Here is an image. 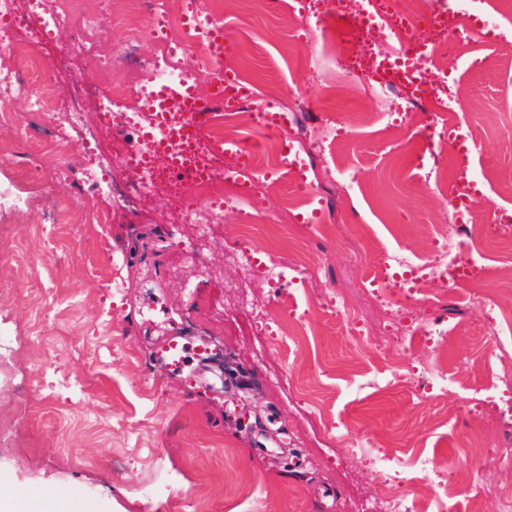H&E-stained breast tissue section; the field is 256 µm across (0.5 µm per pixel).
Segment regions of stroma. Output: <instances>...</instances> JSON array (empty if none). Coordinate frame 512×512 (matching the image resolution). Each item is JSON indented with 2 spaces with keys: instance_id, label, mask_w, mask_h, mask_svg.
<instances>
[{
  "instance_id": "obj_1",
  "label": "stroma",
  "mask_w": 512,
  "mask_h": 512,
  "mask_svg": "<svg viewBox=\"0 0 512 512\" xmlns=\"http://www.w3.org/2000/svg\"><path fill=\"white\" fill-rule=\"evenodd\" d=\"M497 2L479 0L458 19L472 58L498 52L482 28ZM220 9L255 100L308 99L312 109L298 127L310 143L318 140L316 114L345 129L336 153L358 175L352 191L336 192L321 163L308 172L336 232L321 237L283 222L288 184L279 178L267 191L264 223L228 208L205 236L169 218L168 185L154 188L147 205L118 201L113 188L135 177L113 159L118 138L95 124L101 103L124 84V70L92 68L72 81L67 53L78 35L68 28L34 46L21 33L5 37V57L41 56L56 99L82 112L85 124L70 130L59 156L44 158L37 143L52 129L28 117L25 99L15 103L24 124L0 125V469L37 494L69 486L97 512H372L384 487L343 447L341 422L384 440L400 459L421 452L446 462L453 512H498L485 490L512 481V432L487 428L460 405L468 389L495 377L499 360L512 357L478 336L483 311L470 302L491 286L512 285V255L487 247L490 275L472 278L444 303L452 334L439 361L418 342L405 352L389 346L392 327L359 292L376 259L355 250L375 235L386 251L400 252L443 229L449 202L406 168L424 147L421 111L386 126L379 113L397 106L392 92L369 101L346 85L321 96L306 78L314 45L285 14L256 11L248 0H220ZM447 97L449 122H463L477 147L470 174L494 202L512 205L505 192L512 184V69L449 70ZM93 150L110 162L97 187L81 165ZM61 161L71 175L57 181ZM100 213L107 223H97ZM244 245L259 253L275 248L284 262L322 258L321 274L305 282L313 334L304 345L276 328H250L246 302L274 297L244 277L237 259ZM116 277L126 284L119 296L110 288ZM45 294L54 308L40 318ZM328 297L356 309L366 340L341 336L319 304ZM202 336L222 340L226 361H200ZM170 337L186 352L174 371L158 353ZM434 363L459 383L439 399L407 384L357 398L366 380ZM60 376L80 378L83 393L55 386ZM476 433L482 445L473 448ZM154 453L164 469L150 463Z\"/></svg>"
}]
</instances>
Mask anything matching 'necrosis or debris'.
Masks as SVG:
<instances>
[{"instance_id": "necrosis-or-debris-1", "label": "necrosis or debris", "mask_w": 512, "mask_h": 512, "mask_svg": "<svg viewBox=\"0 0 512 512\" xmlns=\"http://www.w3.org/2000/svg\"><path fill=\"white\" fill-rule=\"evenodd\" d=\"M124 2L131 22L126 45L118 57L127 79L113 91L101 114L112 125L138 127L145 124L153 112L162 109L178 111L174 99L157 97V87L164 84L174 91L181 85L196 83L198 68L209 65V51L203 35L185 33L184 0ZM320 3L323 22L316 26L313 35L320 46L321 57L332 59L336 56L335 36L327 31L324 21L337 14L349 19L358 38L368 41L370 49L363 56L351 59L348 68L337 72L336 76L313 70L308 72V80L323 87L333 79L340 83L353 81L362 87L368 98L373 96L375 87L382 86L396 91L407 111L419 102L411 90L412 85L427 83L436 100L446 92V80L438 79L427 71L426 66L447 61L448 45L458 39V30L451 18L424 25L423 20L430 13L425 0H320ZM0 18L11 19L14 29L27 31L38 42L46 37V24L77 27L80 37L74 57L84 65L98 56L96 29L102 23L114 20L115 12L107 9L94 16H85L78 11L75 0H27L25 10L20 12L15 0H0ZM36 18L43 19V26L32 27L31 22ZM157 18L163 20L167 37L163 40L152 38L150 50H142V36L150 32L151 24ZM423 27L431 33V40L417 42L415 51L408 55L384 53L378 44L382 32L401 39ZM188 57L197 62V69L185 67L184 60ZM50 86L36 58H27L20 66L0 61V124L16 121L14 103L22 90L27 93L30 111L41 113L44 121H53L60 105L52 97ZM260 117V112L242 105L225 114L216 113L205 124L204 134L211 140L236 144L240 141L237 124H247L264 140L267 152L274 160V169H281L283 149L290 145L293 135L286 129L273 131L266 128ZM237 163V157L229 153L211 157L208 174L200 176L190 171H173L161 158L148 171L138 172V184L144 190L152 189L161 181L172 184L173 217L186 224L199 225L205 232L222 220V208L213 205L217 199L223 200L225 206L246 211L253 222H264L266 180L260 176L246 180L234 178ZM488 226L496 229L499 247L512 252V209L485 200L468 208L453 207L448 235L431 241L426 252L382 253L377 271L363 282V290L379 302L389 319L398 317L402 305L408 302L415 300L424 305L423 311L406 320L399 335L393 336L395 346L406 348L411 337L418 336L431 355L441 354L450 329L443 320L434 317L433 312L449 293L477 271L486 269L487 256L480 240ZM462 238L473 243L464 256L456 250L457 242ZM238 257L245 277L263 280L278 299L274 305L250 308L254 327L262 331L277 324L288 335L302 338L305 328L296 317L297 306L286 289L303 283L307 273L320 272V259H310L301 268L270 257L259 259L247 247L240 249ZM478 303L484 312L481 335L493 337L502 347H511L512 287L492 289L482 294ZM343 444L366 455L375 475L385 486L376 512H448V473L431 458L420 456L412 464L414 479L427 482L431 493L422 499H411L402 490V461L385 453H370V441L350 430L345 431Z\"/></svg>"}]
</instances>
